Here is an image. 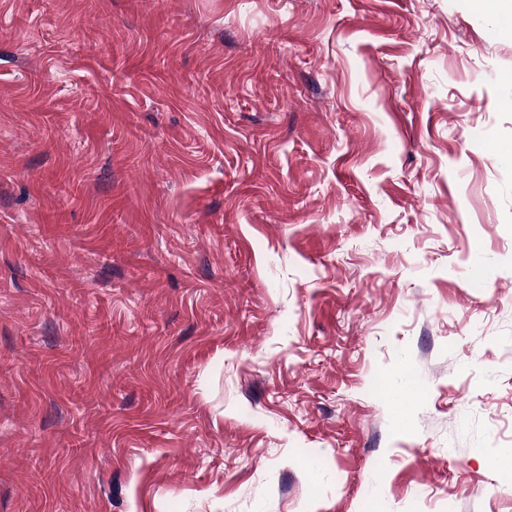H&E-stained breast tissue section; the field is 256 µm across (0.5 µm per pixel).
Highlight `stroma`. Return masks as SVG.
I'll list each match as a JSON object with an SVG mask.
<instances>
[{
    "label": "stroma",
    "mask_w": 512,
    "mask_h": 512,
    "mask_svg": "<svg viewBox=\"0 0 512 512\" xmlns=\"http://www.w3.org/2000/svg\"><path fill=\"white\" fill-rule=\"evenodd\" d=\"M0 512H512L499 10L0 0Z\"/></svg>",
    "instance_id": "35a3bbf8"
}]
</instances>
